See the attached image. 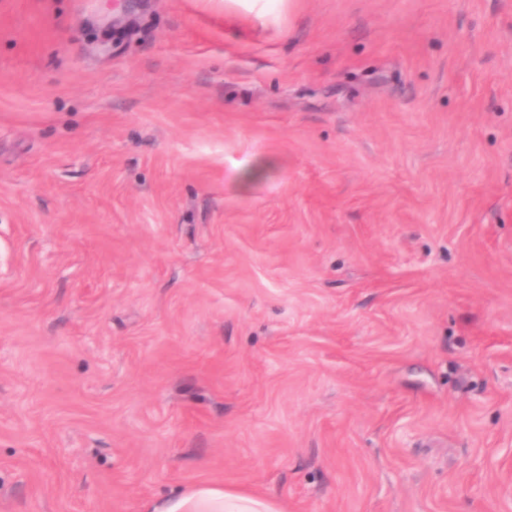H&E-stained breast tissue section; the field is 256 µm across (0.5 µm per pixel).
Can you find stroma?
<instances>
[{"mask_svg": "<svg viewBox=\"0 0 512 512\" xmlns=\"http://www.w3.org/2000/svg\"><path fill=\"white\" fill-rule=\"evenodd\" d=\"M512 512V0H0V512ZM151 512H281L271 499L203 482L153 504Z\"/></svg>", "mask_w": 512, "mask_h": 512, "instance_id": "stroma-1", "label": "stroma"}]
</instances>
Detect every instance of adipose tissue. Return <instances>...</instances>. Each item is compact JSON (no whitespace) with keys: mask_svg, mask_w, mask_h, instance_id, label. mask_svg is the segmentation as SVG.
<instances>
[{"mask_svg":"<svg viewBox=\"0 0 512 512\" xmlns=\"http://www.w3.org/2000/svg\"><path fill=\"white\" fill-rule=\"evenodd\" d=\"M152 512H281V510L273 500L203 482L154 503Z\"/></svg>","mask_w":512,"mask_h":512,"instance_id":"obj_1","label":"adipose tissue"}]
</instances>
